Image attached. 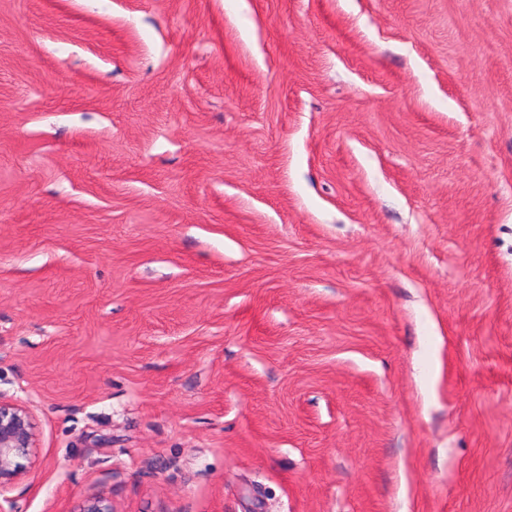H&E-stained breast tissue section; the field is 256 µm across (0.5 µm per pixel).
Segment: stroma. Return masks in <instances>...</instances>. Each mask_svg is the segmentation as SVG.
<instances>
[{"label": "stroma", "instance_id": "obj_1", "mask_svg": "<svg viewBox=\"0 0 512 512\" xmlns=\"http://www.w3.org/2000/svg\"><path fill=\"white\" fill-rule=\"evenodd\" d=\"M0 512H512V0H0ZM36 424L28 408L0 394V493L20 481L36 448Z\"/></svg>", "mask_w": 512, "mask_h": 512}]
</instances>
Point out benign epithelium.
<instances>
[{"instance_id":"obj_1","label":"benign epithelium","mask_w":512,"mask_h":512,"mask_svg":"<svg viewBox=\"0 0 512 512\" xmlns=\"http://www.w3.org/2000/svg\"><path fill=\"white\" fill-rule=\"evenodd\" d=\"M36 440V424L28 408L0 395V492L23 478L26 468L21 460L30 459ZM79 512L115 510L106 498L95 496Z\"/></svg>"}]
</instances>
